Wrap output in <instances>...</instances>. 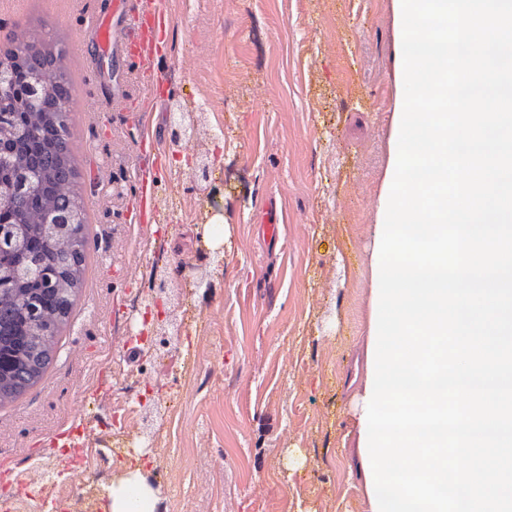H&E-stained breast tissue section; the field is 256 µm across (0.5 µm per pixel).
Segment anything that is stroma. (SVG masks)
Masks as SVG:
<instances>
[{"mask_svg":"<svg viewBox=\"0 0 512 512\" xmlns=\"http://www.w3.org/2000/svg\"><path fill=\"white\" fill-rule=\"evenodd\" d=\"M393 0H163L168 85L99 46L82 48L92 10L112 0H0V54L28 32L62 50L77 190L90 225L88 267L43 378L0 407V459L64 470L58 437L113 447L112 403L146 384L152 440L171 452L161 512H367L358 418L379 286L377 214L391 165L399 90ZM97 56L96 74L87 58ZM148 107L160 224H134L145 160L136 111ZM198 132L173 146L169 114ZM208 159L219 211L195 163ZM275 206L279 237L262 219ZM203 290L178 268L199 245ZM168 301H154V269ZM175 314L181 345L161 365L123 343L126 301ZM93 475L96 512L139 444Z\"/></svg>","mask_w":512,"mask_h":512,"instance_id":"1","label":"stroma"}]
</instances>
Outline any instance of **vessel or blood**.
Wrapping results in <instances>:
<instances>
[{
    "instance_id": "obj_1",
    "label": "vessel or blood",
    "mask_w": 512,
    "mask_h": 512,
    "mask_svg": "<svg viewBox=\"0 0 512 512\" xmlns=\"http://www.w3.org/2000/svg\"><path fill=\"white\" fill-rule=\"evenodd\" d=\"M119 12L124 19L120 27L108 24L102 14H91L86 21L90 41L118 51L139 70H149L170 26L169 13L161 0H119ZM136 185L138 205L132 219L141 224L145 221L146 211L158 210L161 198L150 173L139 172Z\"/></svg>"
}]
</instances>
